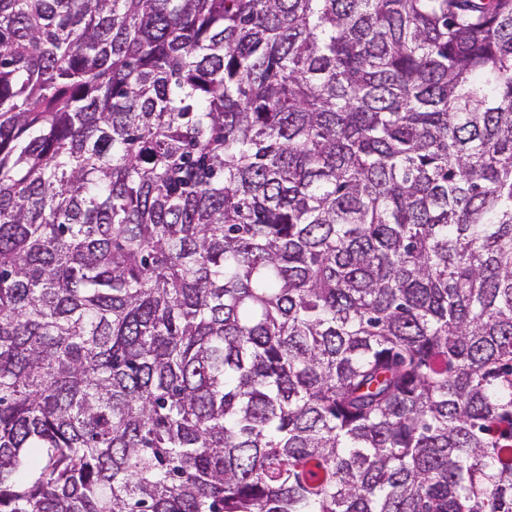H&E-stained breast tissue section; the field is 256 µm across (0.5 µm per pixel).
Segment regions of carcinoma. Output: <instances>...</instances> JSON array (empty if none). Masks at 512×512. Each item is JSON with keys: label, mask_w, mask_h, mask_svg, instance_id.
<instances>
[{"label": "carcinoma", "mask_w": 512, "mask_h": 512, "mask_svg": "<svg viewBox=\"0 0 512 512\" xmlns=\"http://www.w3.org/2000/svg\"><path fill=\"white\" fill-rule=\"evenodd\" d=\"M0 512H512V0H0Z\"/></svg>", "instance_id": "carcinoma-1"}]
</instances>
